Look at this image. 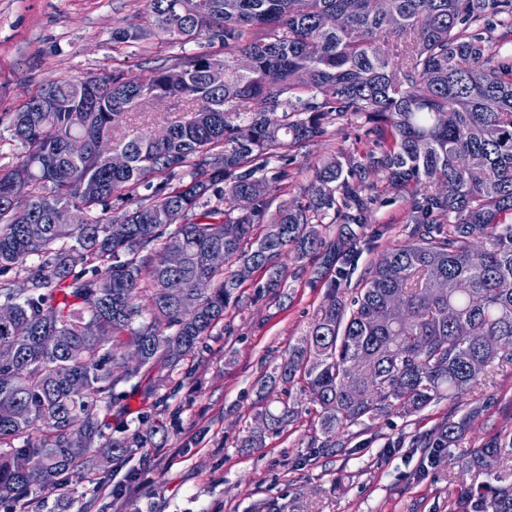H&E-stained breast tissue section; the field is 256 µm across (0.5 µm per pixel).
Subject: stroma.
<instances>
[{
    "label": "stroma",
    "instance_id": "1",
    "mask_svg": "<svg viewBox=\"0 0 512 512\" xmlns=\"http://www.w3.org/2000/svg\"><path fill=\"white\" fill-rule=\"evenodd\" d=\"M145 0H0V150L10 151L8 116L51 77L82 78L120 67L147 76L172 63L177 47L155 30L134 46L112 31L143 10ZM326 137L284 158L268 176L284 175L287 199L306 202L314 166L336 151L371 144L364 117H329ZM380 201L358 243L351 279L359 288L370 268L408 240V192L382 183ZM288 269L280 295L268 293L265 271L247 277L195 356L172 372L143 370L120 384V397L101 415L114 435L142 430L146 446L129 460L87 472L71 484L60 512H449L461 487L481 482L475 471L430 465L426 440L446 421L469 416L455 457L497 432L512 431V362L497 361L459 398H443L407 416L389 410L336 433H323L318 406L299 384L272 376L289 346L299 342L327 293L315 263ZM298 402L288 426L265 434L262 447L242 438L257 427L265 405Z\"/></svg>",
    "mask_w": 512,
    "mask_h": 512
}]
</instances>
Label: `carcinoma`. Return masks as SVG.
Wrapping results in <instances>:
<instances>
[{"label":"carcinoma","mask_w":512,"mask_h":512,"mask_svg":"<svg viewBox=\"0 0 512 512\" xmlns=\"http://www.w3.org/2000/svg\"><path fill=\"white\" fill-rule=\"evenodd\" d=\"M380 2L146 0L144 18L181 50L172 64L146 79L116 67L50 80L11 113L21 152L0 165V276L22 268L27 278L24 288L0 279V306L14 310L0 322V512L63 496L94 455H135L140 442L105 433L100 419L137 372L126 349H138L141 367L193 356L246 274L264 269L267 288L282 287L276 259L288 248L335 273L275 367L283 381H303L324 432L362 425L388 404L412 414L458 397L494 361H512V55L500 52L512 42V0ZM142 38L139 23L112 32L130 46ZM203 39L224 57L187 51ZM44 96L53 111H37ZM166 102L190 117L166 122L161 136H119L116 118ZM331 114L368 118L375 148L337 152L315 168L308 202L290 203L283 176L271 182L264 170L324 137ZM73 138L83 152L71 151ZM104 141L127 153L125 167L100 153ZM178 170L190 181L171 183ZM383 182L410 193L411 238L348 299ZM19 194L30 211L13 207ZM226 195L249 205L232 217ZM114 224L128 226L124 239L112 238ZM333 224L346 232L328 240L321 228ZM215 249L221 268L209 263ZM172 250L185 256L177 269L166 263ZM297 415L288 401L262 412L270 429ZM468 424L440 428L432 463ZM461 466L487 480L461 489L451 512H512L511 432ZM31 472L43 482L31 484Z\"/></svg>","instance_id":"1"}]
</instances>
